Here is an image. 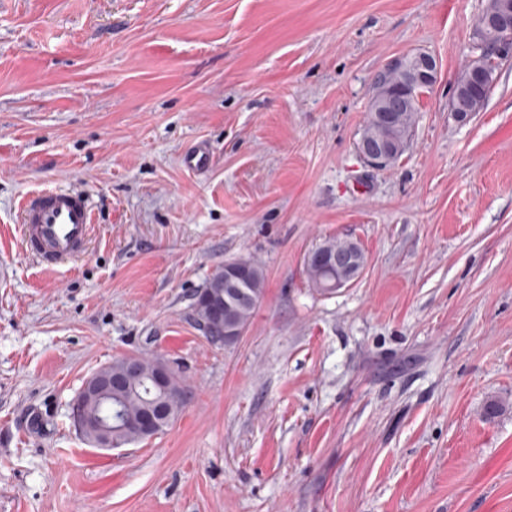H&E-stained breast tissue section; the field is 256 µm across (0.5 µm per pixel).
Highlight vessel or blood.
Segmentation results:
<instances>
[{"instance_id":"obj_1","label":"vessel or blood","mask_w":512,"mask_h":512,"mask_svg":"<svg viewBox=\"0 0 512 512\" xmlns=\"http://www.w3.org/2000/svg\"><path fill=\"white\" fill-rule=\"evenodd\" d=\"M213 162L212 152L199 143L182 155V165L191 173L207 172ZM19 212L24 249L45 269H54L85 252L94 222V209L85 193L47 188L26 196Z\"/></svg>"}]
</instances>
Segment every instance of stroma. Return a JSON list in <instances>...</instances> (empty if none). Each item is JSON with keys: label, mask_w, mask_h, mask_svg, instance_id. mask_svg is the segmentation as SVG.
Here are the masks:
<instances>
[{"label": "stroma", "mask_w": 512, "mask_h": 512, "mask_svg": "<svg viewBox=\"0 0 512 512\" xmlns=\"http://www.w3.org/2000/svg\"><path fill=\"white\" fill-rule=\"evenodd\" d=\"M487 4L0 0V512H512V61L449 112ZM417 52L438 74L410 146L369 168L373 85ZM47 187L94 204L54 270L18 222ZM329 239L366 265L325 298L305 259ZM241 256L265 296L225 347L193 298ZM131 355L189 400L92 447L70 403ZM183 167L191 173L207 172L213 165V153L204 145L196 143L182 155Z\"/></svg>", "instance_id": "1"}]
</instances>
